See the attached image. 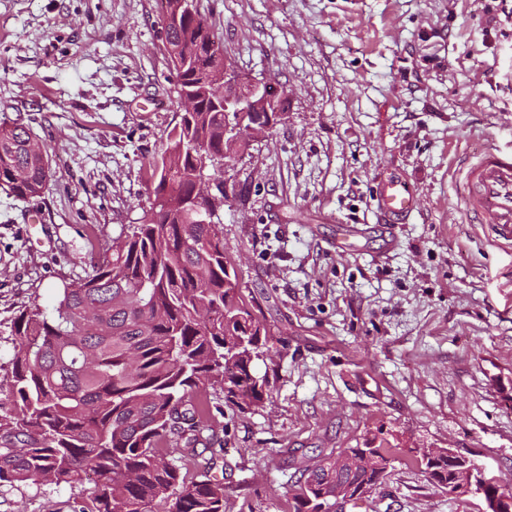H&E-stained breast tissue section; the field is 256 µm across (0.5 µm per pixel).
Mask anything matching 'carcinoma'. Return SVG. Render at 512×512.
Here are the masks:
<instances>
[{"label": "carcinoma", "mask_w": 512, "mask_h": 512, "mask_svg": "<svg viewBox=\"0 0 512 512\" xmlns=\"http://www.w3.org/2000/svg\"><path fill=\"white\" fill-rule=\"evenodd\" d=\"M179 2L162 0L171 9L167 43H199L201 54L189 65L171 54L170 69L175 89L192 95L198 111L182 113L168 133L141 223L129 225L84 279L63 282L51 311L34 304L13 319L9 406L0 405V492L90 478L94 496L73 512H154L160 503L167 512H225L224 482L207 474L188 481L180 463L217 453L203 436L212 410L201 386L219 387L241 413L264 403L269 372L258 374L256 364L270 350L271 331L224 254V182L202 213L193 208L195 180L223 168L232 143L211 79L224 52ZM48 172L47 152L30 129L1 124L0 189L36 197ZM366 451L383 460L398 454L381 444L329 452L292 485L293 512L323 504L324 512H345L361 497L319 504L324 489L383 483L375 470L336 471L343 454ZM424 471L448 487L445 457Z\"/></svg>", "instance_id": "obj_1"}]
</instances>
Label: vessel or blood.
<instances>
[{
	"instance_id": "b4317fda",
	"label": "vessel or blood",
	"mask_w": 512,
	"mask_h": 512,
	"mask_svg": "<svg viewBox=\"0 0 512 512\" xmlns=\"http://www.w3.org/2000/svg\"><path fill=\"white\" fill-rule=\"evenodd\" d=\"M463 211L493 231V244L512 249V155L489 149L465 168L457 190ZM377 211L392 224L406 223L415 208L412 188L396 177L381 178L375 189Z\"/></svg>"
}]
</instances>
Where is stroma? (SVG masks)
<instances>
[{
  "label": "stroma",
  "instance_id": "obj_1",
  "mask_svg": "<svg viewBox=\"0 0 512 512\" xmlns=\"http://www.w3.org/2000/svg\"><path fill=\"white\" fill-rule=\"evenodd\" d=\"M242 74L288 98L223 179L224 253L276 334L277 378L225 446L185 463L223 478L226 512H292L318 453L397 446L369 512H481L436 486L420 452L450 448L512 492V252L455 209V158L512 153V16L499 0H195ZM158 0H0V124L48 151L40 195L0 190V398L11 323L51 309L153 200L150 165L179 117ZM416 191L386 230L379 178ZM91 483L0 496V512H72Z\"/></svg>",
  "mask_w": 512,
  "mask_h": 512
}]
</instances>
